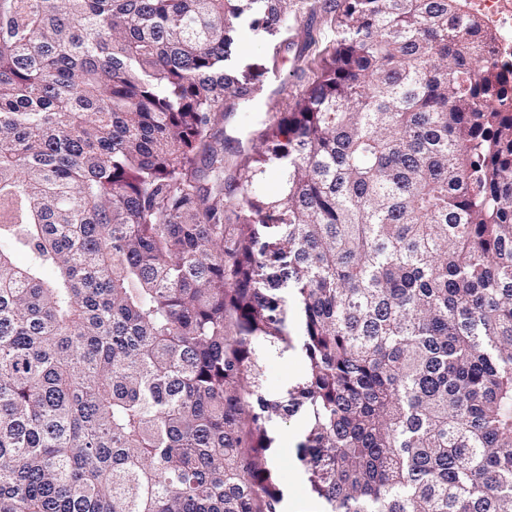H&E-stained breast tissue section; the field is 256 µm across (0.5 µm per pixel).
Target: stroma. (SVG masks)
Here are the masks:
<instances>
[{
  "instance_id": "1",
  "label": "stroma",
  "mask_w": 512,
  "mask_h": 512,
  "mask_svg": "<svg viewBox=\"0 0 512 512\" xmlns=\"http://www.w3.org/2000/svg\"><path fill=\"white\" fill-rule=\"evenodd\" d=\"M340 0H288V20L273 33L240 29V54L244 62L259 65V93L251 105L238 106L224 119V157L228 170L259 142L260 134L272 126L281 113L290 111L317 76L320 60L336 39L334 19ZM304 372L295 354L270 357L265 363L264 384L283 394ZM278 448L274 462L288 490V512H317L310 497L304 472L290 466L301 439L299 418L277 422Z\"/></svg>"
}]
</instances>
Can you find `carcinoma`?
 I'll list each match as a JSON object with an SVG mask.
<instances>
[{
  "label": "carcinoma",
  "instance_id": "1",
  "mask_svg": "<svg viewBox=\"0 0 512 512\" xmlns=\"http://www.w3.org/2000/svg\"><path fill=\"white\" fill-rule=\"evenodd\" d=\"M464 6L342 0L227 179L287 0H0V512H285L296 416L323 512H512V85ZM304 372L302 359L292 353L272 356L265 362L264 385L277 395L283 394ZM276 430L278 448L273 455L274 462L280 471L283 485L288 490V512H317V503L310 497L307 489L306 475L303 471L291 466L296 454V446L301 439L303 423L293 417L286 423L278 421ZM288 459V465L286 463Z\"/></svg>",
  "mask_w": 512,
  "mask_h": 512
}]
</instances>
